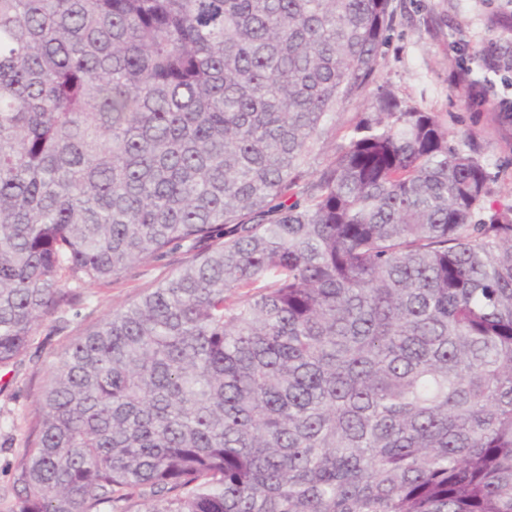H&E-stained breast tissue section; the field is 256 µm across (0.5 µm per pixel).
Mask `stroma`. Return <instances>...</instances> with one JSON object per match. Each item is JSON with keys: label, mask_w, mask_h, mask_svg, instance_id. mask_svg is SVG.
Listing matches in <instances>:
<instances>
[{"label": "stroma", "mask_w": 512, "mask_h": 512, "mask_svg": "<svg viewBox=\"0 0 512 512\" xmlns=\"http://www.w3.org/2000/svg\"><path fill=\"white\" fill-rule=\"evenodd\" d=\"M391 9L393 21L374 78L358 100L337 112L336 128L325 139L321 156L332 157L346 145L349 127L373 113L379 87L389 88L406 105L442 114L452 145L464 147L465 133L474 135L489 173L479 216L489 219L512 206V149L487 111L467 106L463 90L450 80L462 65L479 69L486 46L512 47V28L498 23L499 17L512 14V0H391ZM187 260L186 246L177 245L112 279L93 285L68 281L74 299L44 317L27 352L14 366L0 369V508L12 499V468L27 444L42 387L72 340L105 314L139 300Z\"/></svg>", "instance_id": "1"}]
</instances>
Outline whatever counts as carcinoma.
I'll return each instance as SVG.
<instances>
[{"instance_id":"cac0c4a2","label":"carcinoma","mask_w":512,"mask_h":512,"mask_svg":"<svg viewBox=\"0 0 512 512\" xmlns=\"http://www.w3.org/2000/svg\"><path fill=\"white\" fill-rule=\"evenodd\" d=\"M390 0H0V367L69 345L7 512H512V207L370 84ZM512 145V112L491 115ZM189 256L186 245H175L164 256L148 259L113 279L94 285L66 281L75 298L44 317L27 352L14 366L0 369V512L12 500V468L26 448L42 387L72 340L105 314L139 300L186 264Z\"/></svg>"}]
</instances>
